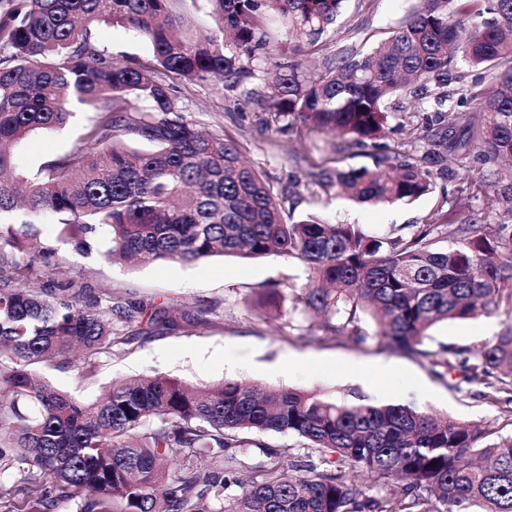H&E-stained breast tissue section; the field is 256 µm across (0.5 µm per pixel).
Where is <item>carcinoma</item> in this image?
<instances>
[{"mask_svg": "<svg viewBox=\"0 0 512 512\" xmlns=\"http://www.w3.org/2000/svg\"><path fill=\"white\" fill-rule=\"evenodd\" d=\"M176 2L0 0V475L23 472L39 505L68 490L84 500L78 512H203L231 486L224 512H512V435L494 439L490 429L408 404L233 380L192 388L162 375L114 381L105 398L82 402L38 372L111 346L113 323L146 308L100 297L63 270L60 247L88 253L100 231L105 257L129 263L294 259L311 272L299 301L323 318V339L364 342L355 322L362 305L385 348L441 381L459 369L483 385L484 403L512 407V326L482 344L425 348L440 322L512 308V224L473 213L383 236L316 214L289 224L280 201L290 187L248 165L233 138L199 130L167 81L222 77L232 88L267 57L270 26L284 21L315 44L345 0H209L216 26L198 35ZM101 23L139 34L150 61L114 60L98 44ZM463 64L489 85L479 75L452 112L427 113L429 87L445 103ZM274 67L266 107L283 131L312 124L373 143L394 96L420 101L432 149L383 151L371 169L310 172L325 193L412 202L431 192L430 165L449 154L487 167L512 205V176L496 169L512 157V0H420L369 52L327 57L314 74L293 57ZM74 106L96 112L81 146L19 174L14 147L64 126ZM45 218L52 234L42 239L35 225ZM32 243L54 270L39 292L28 288ZM271 431L303 439L318 461L270 451L249 467L231 452L247 434ZM173 457L181 465L170 472L162 463ZM358 472L395 491L368 494Z\"/></svg>", "mask_w": 512, "mask_h": 512, "instance_id": "1", "label": "carcinoma"}]
</instances>
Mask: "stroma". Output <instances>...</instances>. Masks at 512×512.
Returning <instances> with one entry per match:
<instances>
[{
	"instance_id": "1",
	"label": "stroma",
	"mask_w": 512,
	"mask_h": 512,
	"mask_svg": "<svg viewBox=\"0 0 512 512\" xmlns=\"http://www.w3.org/2000/svg\"><path fill=\"white\" fill-rule=\"evenodd\" d=\"M415 4V0H347L330 32L317 43L303 42L300 56L307 67L321 65L325 57L346 48L369 51L388 39ZM97 38L115 60H146L151 50L133 33L109 25L99 26ZM184 110L201 129L234 137L244 158L273 182L294 184L282 210L286 221L315 211L339 224H360L375 235L391 227L435 223L440 211L455 212L465 220L480 211L487 223L507 222L508 216L491 189L464 201L457 194L459 171L455 160L443 163L444 171L433 178L431 194L413 203L380 206L357 204L320 188L302 186L308 171L373 167L372 147L334 137L312 125L281 131L279 123L255 101L224 91L212 81L182 88ZM391 109L383 140L388 150L423 155L427 143L422 120L413 114V100L398 98ZM93 113L78 109L61 130L32 134L20 144L15 157L19 170H33L39 162L70 153L79 145ZM102 241H94L91 253L65 246L67 273L86 282L98 295L119 296L166 309L177 323L170 330L153 323L150 311L119 329L111 347L90 357H76L71 365L53 364L45 377L58 389L80 399L101 397L112 381L142 375H167L192 386L235 380L261 388L300 389L336 400L401 403L499 429L512 414L482 403L479 384L449 389L434 378L427 365L398 351L382 347L377 327L364 312L357 323L366 336L356 345L345 339L321 340L322 320L298 303L308 283L301 265L279 257H212L202 262L143 264L130 267L107 260ZM275 290V306H259V298ZM512 325V311L499 309L475 319L437 325L426 342L477 344L499 335ZM292 356L297 369L282 373L275 366L283 356ZM387 365L384 376H375V365ZM290 450L305 455L301 440L276 432H253L238 448L242 464L255 465L267 450ZM71 497H58L50 507L35 504L24 482L16 477L0 479V512H76Z\"/></svg>"
}]
</instances>
